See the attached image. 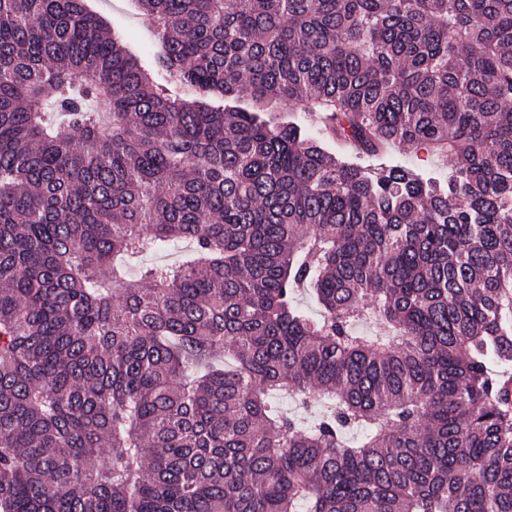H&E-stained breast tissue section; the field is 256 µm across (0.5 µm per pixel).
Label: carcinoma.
Here are the masks:
<instances>
[{
	"label": "carcinoma",
	"mask_w": 512,
	"mask_h": 512,
	"mask_svg": "<svg viewBox=\"0 0 512 512\" xmlns=\"http://www.w3.org/2000/svg\"><path fill=\"white\" fill-rule=\"evenodd\" d=\"M135 2L0 0V512H512V0ZM89 5L123 37L124 44L134 54L148 62L147 53L154 49V36L130 0H89ZM391 161L401 162L421 170L446 172L448 169V164L427 147L390 149L386 154L374 158L370 163L378 166L379 164H386Z\"/></svg>",
	"instance_id": "1"
}]
</instances>
